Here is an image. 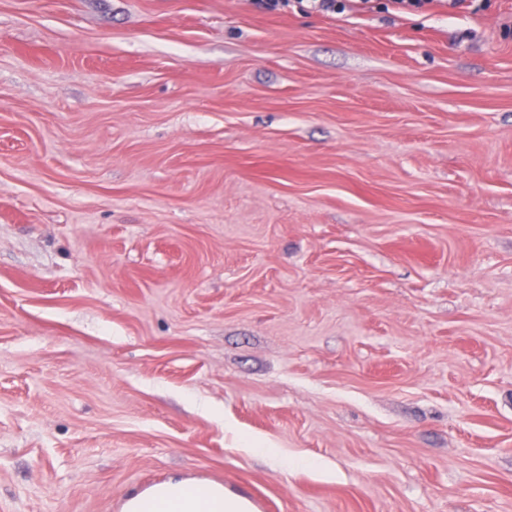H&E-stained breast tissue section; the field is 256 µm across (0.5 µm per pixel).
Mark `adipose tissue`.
I'll return each instance as SVG.
<instances>
[{"instance_id": "ef3b65f1", "label": "adipose tissue", "mask_w": 512, "mask_h": 512, "mask_svg": "<svg viewBox=\"0 0 512 512\" xmlns=\"http://www.w3.org/2000/svg\"><path fill=\"white\" fill-rule=\"evenodd\" d=\"M124 512H253V504L223 485L172 477L128 498Z\"/></svg>"}]
</instances>
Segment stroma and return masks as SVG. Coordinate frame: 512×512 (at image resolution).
<instances>
[{
  "instance_id": "1",
  "label": "stroma",
  "mask_w": 512,
  "mask_h": 512,
  "mask_svg": "<svg viewBox=\"0 0 512 512\" xmlns=\"http://www.w3.org/2000/svg\"><path fill=\"white\" fill-rule=\"evenodd\" d=\"M344 2L0 0V512H512V0ZM252 502L211 482L179 477L155 485L127 499L123 512H253Z\"/></svg>"
}]
</instances>
